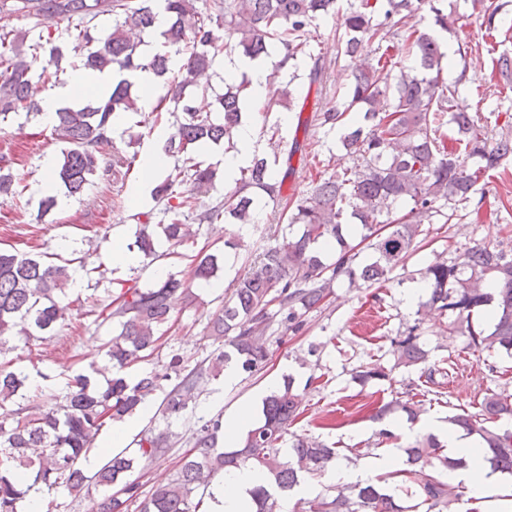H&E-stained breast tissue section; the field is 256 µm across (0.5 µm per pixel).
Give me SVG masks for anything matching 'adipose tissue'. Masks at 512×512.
Segmentation results:
<instances>
[{
    "label": "adipose tissue",
    "mask_w": 512,
    "mask_h": 512,
    "mask_svg": "<svg viewBox=\"0 0 512 512\" xmlns=\"http://www.w3.org/2000/svg\"><path fill=\"white\" fill-rule=\"evenodd\" d=\"M115 80V75L108 70H83L73 74L46 93L45 118H52L62 107L81 102L85 90H92L100 97L107 96ZM422 426L440 438L448 457L464 461V468L449 472L448 480L467 487L475 512H512V484L501 483L499 474L491 471L484 461L487 450L475 437L434 419L424 420ZM264 481L265 474L259 469L225 470L216 491L213 512H244L251 502L252 489Z\"/></svg>",
    "instance_id": "ef3b65f1"
}]
</instances>
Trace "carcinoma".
I'll list each match as a JSON object with an SVG mask.
<instances>
[{
  "label": "carcinoma",
  "instance_id": "carcinoma-1",
  "mask_svg": "<svg viewBox=\"0 0 512 512\" xmlns=\"http://www.w3.org/2000/svg\"><path fill=\"white\" fill-rule=\"evenodd\" d=\"M168 14L165 29L156 30V0H0V122L21 114L41 111L33 99L34 85L58 78L61 62L72 55L71 66L113 72L149 70L164 78L166 93L152 111L175 118V131L165 153L180 154L181 165L153 189L164 204L166 224L152 223L153 213L140 212L134 247L147 261L161 257L158 238L170 247L184 245L191 232L182 218L196 211L197 195L216 187L217 169L197 158L207 145L224 144V152L236 150L234 129L244 111L241 93L251 87L246 72L224 77V93L216 96V108L203 112L193 107L189 95L209 93L208 73L219 55L239 51L248 58L268 57L274 49L283 56L269 78L284 65L305 53L307 35L336 0H214L215 14L196 7L197 0H162ZM441 0H358L349 5L337 36V46L347 56H362L363 67L345 93L343 107L327 108L312 118H302L308 94L285 85L277 88L254 112L267 117L271 102L296 113L295 130L309 135L311 123L336 132L342 158L350 161L317 183L295 206L278 214L277 223L288 233L275 246L256 256L245 276L238 279L230 299L209 317L211 335L224 340L225 350L208 367L182 374L172 363L161 370L126 379V370L155 349L159 331L171 320L176 304L198 298L193 287L203 288L218 278L223 258L218 253L196 255L198 283L187 284L174 275L150 288L121 285L114 310L105 319H118L117 334L104 346L105 369L112 371L106 387L94 385L78 373L70 377L63 396L30 392L29 375L12 361L0 362V512H18L25 498L34 499L60 487L77 494L91 488L107 492L99 512H199L209 480L226 467L266 470L268 484L252 491L251 512H276L278 496L292 490L302 475H320L339 450L320 441L294 437L288 450L283 443L290 426L301 414L302 398L292 379L267 394L262 402L263 419L233 448L218 450L222 426L207 421L197 434L192 452L171 481L143 496L132 479L137 457L150 461L166 452L161 434H145L137 441L138 456L117 453L103 464L86 468L96 436L107 421L134 415L158 392L165 393L163 413L180 416L189 406L193 387L206 377H217L232 361L252 370L266 361L263 339L269 322L268 303H279L280 324L285 331L299 332L303 316L323 306L333 294V283L347 279L354 287L388 281V273L416 250L424 235L422 225L439 217L448 224L467 207L477 187L493 172L512 161V137L489 139L487 126L464 111L457 102L456 86L466 77L462 67L455 85L442 81L448 56L437 38L409 24L423 8L433 14L434 25L448 30V15ZM483 23L497 30V18L506 14V0H477ZM51 14L68 22L69 40L52 33L27 44L28 32L14 26L18 16L39 18ZM101 15L112 16V31L95 23ZM224 24L230 41L218 43L212 24ZM154 35L157 48L149 54L129 31ZM180 65L171 67V59ZM503 86L512 85V57L506 53L493 61ZM134 84L123 78L102 100L64 107L55 112L52 135L68 144L53 173L54 181L69 196H81L96 178L109 169L103 165L98 145L109 139L113 120L141 111ZM354 112L357 118L346 120ZM453 124L456 136L443 127ZM278 160L253 154L240 169L233 192L199 214V221L223 220L240 227L255 223L259 211L282 197L292 168L278 174ZM190 185L188 191L176 186ZM20 203L24 187L7 163L0 166V197ZM409 209L398 214V206ZM366 243L369 256L355 263L354 238ZM73 281L69 264L48 263L40 258L0 250V351L9 339L40 337L66 321L64 303ZM430 290L424 308L448 318V334L466 337V348L488 355L512 358V254L488 245H477L461 264L436 261L424 269ZM493 306V325L472 324L475 312ZM413 325L395 341V368L418 371L433 381L429 351ZM179 382L165 391L172 377ZM389 377L384 365L359 366L356 378L363 384ZM42 400L39 412L18 406L20 400ZM15 408L8 410L6 405ZM400 412L415 422L426 413L420 394H407L378 407L373 419L382 421ZM512 418V398L497 392L483 395L471 413L448 416V425L474 435L489 450L485 462L491 471L512 476V431L499 421ZM406 467L373 481L336 489L309 501L308 512H456L465 496L462 487L448 483L444 474L464 465L450 459L431 433L405 449ZM437 460L434 472L421 460ZM122 488L123 497L109 493Z\"/></svg>",
  "mask_w": 512,
  "mask_h": 512
}]
</instances>
